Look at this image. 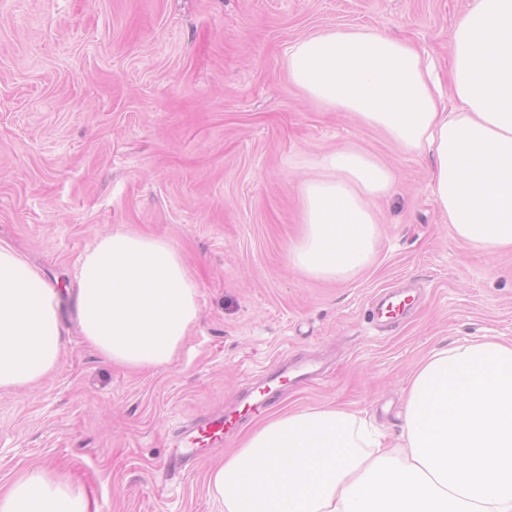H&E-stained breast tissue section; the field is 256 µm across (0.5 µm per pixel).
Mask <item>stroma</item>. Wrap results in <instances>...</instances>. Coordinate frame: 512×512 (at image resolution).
<instances>
[{"instance_id": "stroma-1", "label": "stroma", "mask_w": 512, "mask_h": 512, "mask_svg": "<svg viewBox=\"0 0 512 512\" xmlns=\"http://www.w3.org/2000/svg\"><path fill=\"white\" fill-rule=\"evenodd\" d=\"M472 0H0V243L58 288L116 231L169 240L200 288L172 364L105 362L65 319L61 366L0 390V487L32 467L66 472L91 512H222L211 468L261 423L245 402L282 357L321 376L267 414L340 405L396 444L408 378L434 350L512 343V251L456 241L428 188L430 160L351 113L307 99L283 59L302 35L371 28L410 40L449 81L451 37ZM354 145L391 168L379 244L346 282L289 267L307 158ZM415 282L391 330L372 296ZM239 411L235 432L165 476L189 420ZM265 413V414H266Z\"/></svg>"}]
</instances>
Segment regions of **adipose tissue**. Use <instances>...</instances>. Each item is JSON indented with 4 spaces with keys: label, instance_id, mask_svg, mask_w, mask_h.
Wrapping results in <instances>:
<instances>
[{
    "label": "adipose tissue",
    "instance_id": "1",
    "mask_svg": "<svg viewBox=\"0 0 512 512\" xmlns=\"http://www.w3.org/2000/svg\"><path fill=\"white\" fill-rule=\"evenodd\" d=\"M284 66L315 103L428 153L429 188L457 241L512 249V0H474L456 23L451 111L415 48L368 28L300 37ZM310 165L288 264L346 280L375 252L373 203L396 177L352 147ZM75 279L84 340L116 364H171L198 318V284L163 238L105 236ZM67 343L57 288L0 245V389L57 370ZM401 418L393 448L337 407L267 418L210 473L209 492L224 512H512V344L482 338L436 351L413 375ZM0 512H89V504L66 476L33 469L0 493Z\"/></svg>",
    "mask_w": 512,
    "mask_h": 512
}]
</instances>
